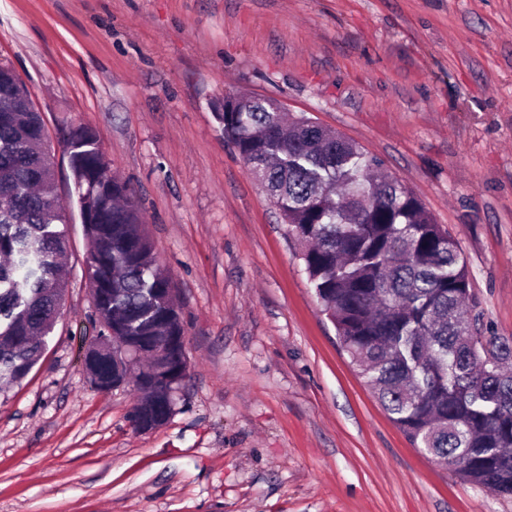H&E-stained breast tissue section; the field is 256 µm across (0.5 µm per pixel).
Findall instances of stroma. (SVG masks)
Listing matches in <instances>:
<instances>
[{
    "instance_id": "stroma-1",
    "label": "stroma",
    "mask_w": 512,
    "mask_h": 512,
    "mask_svg": "<svg viewBox=\"0 0 512 512\" xmlns=\"http://www.w3.org/2000/svg\"><path fill=\"white\" fill-rule=\"evenodd\" d=\"M0 60L49 133L89 126L135 190L189 361L149 432L131 386L91 384L87 240L56 151L72 275L43 358L0 393V512H512L389 419L216 118L245 91L383 160L512 341V0H0Z\"/></svg>"
}]
</instances>
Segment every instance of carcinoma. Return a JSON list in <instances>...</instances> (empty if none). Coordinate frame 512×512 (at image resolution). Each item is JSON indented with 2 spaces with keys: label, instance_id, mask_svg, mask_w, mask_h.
<instances>
[{
  "label": "carcinoma",
  "instance_id": "1",
  "mask_svg": "<svg viewBox=\"0 0 512 512\" xmlns=\"http://www.w3.org/2000/svg\"><path fill=\"white\" fill-rule=\"evenodd\" d=\"M0 381L24 380L65 305L71 267L55 153L27 86L0 61ZM224 140L270 193L343 351L410 444L468 483L512 497V342L493 333L471 295L458 243L416 194L357 143L305 116L286 123L262 100L219 112ZM87 239L86 273L105 330L154 363L148 336H183L171 279L158 267L134 191L112 175L95 131L64 133ZM166 371L138 384L130 419L166 421L167 391L187 365L183 344Z\"/></svg>",
  "mask_w": 512,
  "mask_h": 512
}]
</instances>
